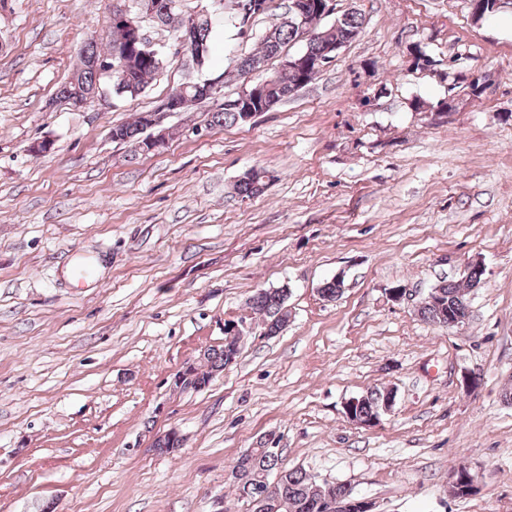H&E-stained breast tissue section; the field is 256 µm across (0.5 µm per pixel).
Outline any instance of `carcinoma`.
<instances>
[{
    "label": "carcinoma",
    "mask_w": 512,
    "mask_h": 512,
    "mask_svg": "<svg viewBox=\"0 0 512 512\" xmlns=\"http://www.w3.org/2000/svg\"><path fill=\"white\" fill-rule=\"evenodd\" d=\"M176 0H153L157 24L174 25V31L181 34L184 28V16L176 13L174 3ZM364 17L358 11L344 14L343 21L337 27L317 25L310 28L312 38L304 45V49L320 52L331 44H346L355 39L362 31ZM212 33V18L203 16L196 27L195 40L204 47L201 54V63L207 64L210 55V41ZM298 27L295 26L294 16L285 13L281 22L268 33L261 36L258 49L254 56L265 60L276 56L286 46L296 43ZM105 51L101 49L95 38L84 42L78 71L83 74L84 84L91 87L97 81L95 72L87 68V60L91 57H101ZM165 65L163 54L154 55L144 48L125 58V72L127 79L114 81L113 93H121L123 97H136L144 91L149 80L159 74ZM241 123V114L227 104H221L217 109L209 112L207 127L233 126ZM146 125L143 117H138L132 123H123L112 127V133L119 137L121 142L133 141L140 149H145L148 136L145 135ZM265 171L255 170V179H241L236 183V193L241 197H251L262 191V176ZM484 271L482 266L475 264L467 268L465 280L462 283L442 280L430 288L429 294L421 302L418 309L420 316L432 323L441 320L448 321V317L468 316L467 295L470 290L478 287L482 282ZM288 299V289L268 288L262 289L249 297L248 308L260 315L263 330L267 336H275L283 331L287 321L285 304ZM203 358L206 368L194 369L193 389L205 388L212 378L224 371V348H209ZM385 391L372 389L359 395V414L370 418L383 413L382 403ZM237 467L243 473V482L237 485L238 500L252 506L250 512H336L331 505L336 500L352 492L344 485L326 487L319 484L314 476L300 469L285 470L281 466V456H270L259 450H254L249 457H238ZM282 474L281 480L276 483L269 481V477Z\"/></svg>",
    "instance_id": "cac0c4a2"
}]
</instances>
